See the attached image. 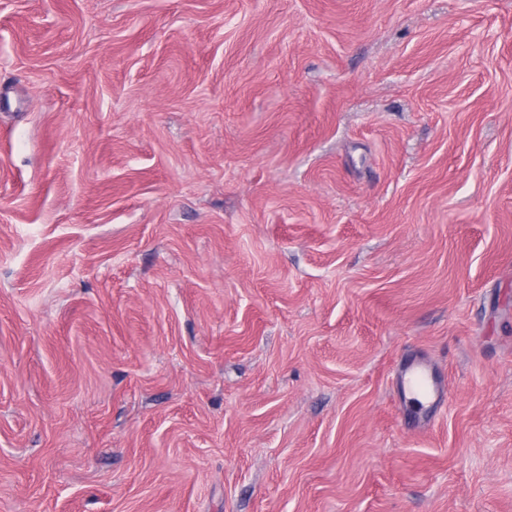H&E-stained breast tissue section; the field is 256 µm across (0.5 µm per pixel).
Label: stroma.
<instances>
[{
    "instance_id": "obj_1",
    "label": "stroma",
    "mask_w": 512,
    "mask_h": 512,
    "mask_svg": "<svg viewBox=\"0 0 512 512\" xmlns=\"http://www.w3.org/2000/svg\"><path fill=\"white\" fill-rule=\"evenodd\" d=\"M0 512H512V0H0ZM399 387L422 405L438 406L445 397L439 382H435L425 363H412L402 367L398 378Z\"/></svg>"
}]
</instances>
